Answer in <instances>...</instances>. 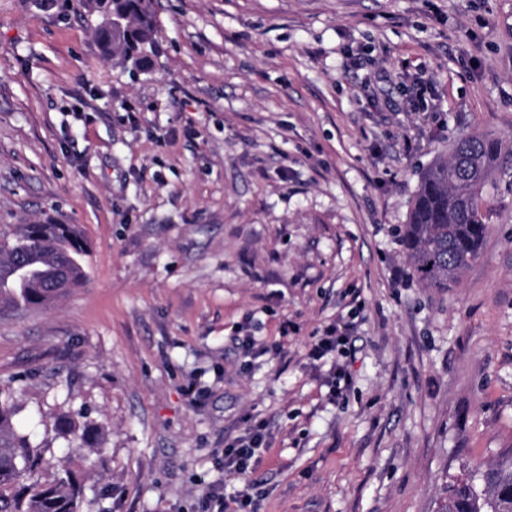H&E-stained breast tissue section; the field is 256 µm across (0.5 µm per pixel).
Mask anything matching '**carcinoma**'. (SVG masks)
<instances>
[{
    "instance_id": "cac0c4a2",
    "label": "carcinoma",
    "mask_w": 512,
    "mask_h": 512,
    "mask_svg": "<svg viewBox=\"0 0 512 512\" xmlns=\"http://www.w3.org/2000/svg\"><path fill=\"white\" fill-rule=\"evenodd\" d=\"M98 18L102 51L121 68L146 70L156 49L154 0H86ZM490 185L512 190V149L490 133L461 137L421 175L407 224L397 229L417 282L452 288L476 260L490 225L483 193ZM87 244L71 224H24L14 239H0V307L46 306L86 280L81 258ZM15 407L0 399V512H84L87 483L98 482L94 462L79 480L67 466L54 467L44 449L16 431ZM60 429L79 446L88 431L70 422ZM442 512H512V452L501 462L451 482Z\"/></svg>"
}]
</instances>
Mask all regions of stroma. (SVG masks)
<instances>
[{"label":"stroma","mask_w":512,"mask_h":512,"mask_svg":"<svg viewBox=\"0 0 512 512\" xmlns=\"http://www.w3.org/2000/svg\"><path fill=\"white\" fill-rule=\"evenodd\" d=\"M434 3L158 0L133 74L82 0H0V237L88 246L82 287L0 311V388L53 463L82 465L58 417L94 425L85 512L241 486L223 450L249 416L256 512H440L449 477L512 450V191L488 189L454 288L422 287L395 234L454 140L512 141V0ZM334 322L344 355L312 362Z\"/></svg>","instance_id":"obj_1"}]
</instances>
